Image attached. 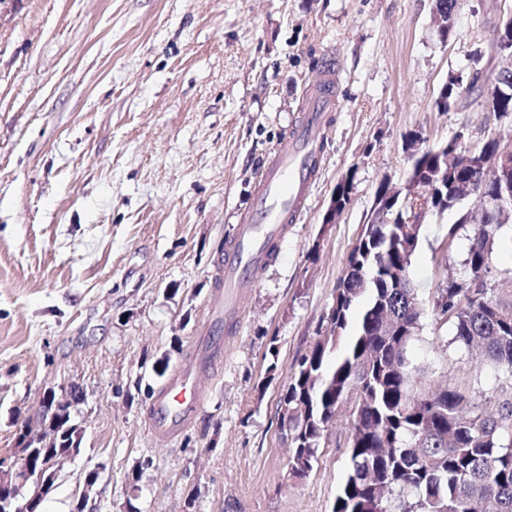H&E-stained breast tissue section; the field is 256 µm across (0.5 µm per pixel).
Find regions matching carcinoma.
Returning a JSON list of instances; mask_svg holds the SVG:
<instances>
[{"instance_id":"cac0c4a2","label":"carcinoma","mask_w":512,"mask_h":512,"mask_svg":"<svg viewBox=\"0 0 512 512\" xmlns=\"http://www.w3.org/2000/svg\"><path fill=\"white\" fill-rule=\"evenodd\" d=\"M440 146L412 159L420 182ZM402 197L349 255L336 288V335L318 341L290 369L279 402L304 405L295 417L288 476L306 477L324 439L322 420L343 396L356 393L351 412L349 467L332 512H512V269L494 264V245L512 233L496 222L470 229L462 273L429 299L414 287L416 243L399 223ZM407 323L427 314L448 322L451 343L482 351L484 364L502 374L498 405L485 411L455 384L429 387L408 348L420 328L394 340L372 335L377 307ZM336 354L334 363L328 362ZM63 451H80L76 424L66 418Z\"/></svg>"}]
</instances>
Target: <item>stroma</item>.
<instances>
[{"label": "stroma", "mask_w": 512, "mask_h": 512, "mask_svg": "<svg viewBox=\"0 0 512 512\" xmlns=\"http://www.w3.org/2000/svg\"><path fill=\"white\" fill-rule=\"evenodd\" d=\"M434 0H0V457L43 392L78 383L83 430L43 512H74L98 470L94 512H332L348 466L342 410L304 479L285 476L277 405L290 367L325 330L347 258L383 178L403 184L407 133L465 131L481 148L512 118L471 96L445 112L449 75L490 87L503 59L491 32L512 0H461L441 41ZM339 72L323 162L300 220L249 289L205 404L161 440L145 414L163 378L216 335L213 272L264 161L300 117L327 60ZM353 174L338 223L322 219ZM431 215L412 259L422 296L446 285L466 238ZM277 337L270 357L266 341ZM425 318L409 347L432 384L494 409L498 384ZM279 373L265 382L270 361Z\"/></svg>", "instance_id": "obj_1"}]
</instances>
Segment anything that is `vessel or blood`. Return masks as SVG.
Wrapping results in <instances>:
<instances>
[{"label": "vessel or blood", "instance_id": "vessel-or-blood-1", "mask_svg": "<svg viewBox=\"0 0 512 512\" xmlns=\"http://www.w3.org/2000/svg\"><path fill=\"white\" fill-rule=\"evenodd\" d=\"M337 76L336 68L328 67L324 88L307 98L304 122L283 139L259 173L254 209L237 224L216 274L226 313L240 309L254 273L269 261L271 247L286 225L298 217L299 203L320 161L322 119L335 106ZM223 354L222 340H214L170 377L147 411L146 426L152 434L174 437L195 419L206 393L202 372L212 369Z\"/></svg>", "mask_w": 512, "mask_h": 512}]
</instances>
